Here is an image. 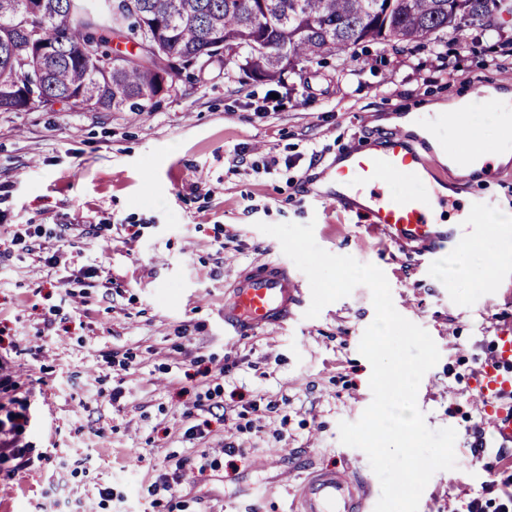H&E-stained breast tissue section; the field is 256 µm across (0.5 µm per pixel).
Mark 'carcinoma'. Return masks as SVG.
<instances>
[{
  "label": "carcinoma",
  "instance_id": "carcinoma-1",
  "mask_svg": "<svg viewBox=\"0 0 512 512\" xmlns=\"http://www.w3.org/2000/svg\"><path fill=\"white\" fill-rule=\"evenodd\" d=\"M0 0V110L58 103L87 112H146L162 76L242 60L254 81L303 77L307 67L368 42L436 47L459 18L479 25L498 0ZM128 41L131 50L113 44Z\"/></svg>",
  "mask_w": 512,
  "mask_h": 512
}]
</instances>
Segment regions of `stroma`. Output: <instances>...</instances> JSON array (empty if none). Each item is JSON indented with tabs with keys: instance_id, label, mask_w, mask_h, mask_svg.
I'll list each match as a JSON object with an SVG mask.
<instances>
[{
	"instance_id": "obj_1",
	"label": "stroma",
	"mask_w": 512,
	"mask_h": 512,
	"mask_svg": "<svg viewBox=\"0 0 512 512\" xmlns=\"http://www.w3.org/2000/svg\"><path fill=\"white\" fill-rule=\"evenodd\" d=\"M467 86L512 90V25L467 27L436 53L373 43L303 80L255 81L235 61L186 71L150 112H0V225L18 236L0 256V420L24 417L0 430L24 454L0 461V512H288L283 473L371 474L338 428L372 400L367 287L318 317L224 337L225 289L283 255L260 221L314 223L320 247L384 272L396 310L440 352L418 407L430 429L457 432V467L433 475L419 512L475 499L499 512L512 467L471 451L487 430L472 393L512 323V247L450 203L442 219L476 244L467 269L441 272L431 247L315 199L379 119Z\"/></svg>"
}]
</instances>
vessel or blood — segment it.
<instances>
[{
    "instance_id": "1",
    "label": "vessel or blood",
    "mask_w": 512,
    "mask_h": 512,
    "mask_svg": "<svg viewBox=\"0 0 512 512\" xmlns=\"http://www.w3.org/2000/svg\"><path fill=\"white\" fill-rule=\"evenodd\" d=\"M424 141L404 130L381 134L378 146L345 155L329 176L335 189L323 193L327 204L363 199L370 221L397 243H430L456 256L459 244L453 228L433 223L431 206L447 207L436 196ZM494 207L491 197L472 193L466 198V219L483 233L495 232L486 221ZM304 294L287 263L264 260L244 269L224 298V333L248 336L260 329L286 324L302 307ZM489 415V440L474 447L504 449L512 464V336L501 337L495 354L486 358L474 394ZM370 481L352 468L322 470L307 476L299 490L300 512H368Z\"/></svg>"
}]
</instances>
